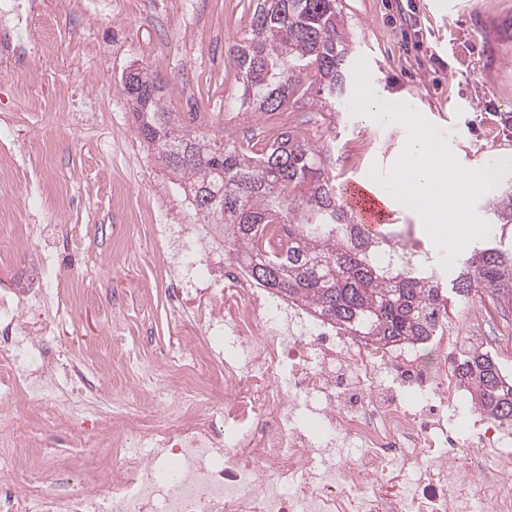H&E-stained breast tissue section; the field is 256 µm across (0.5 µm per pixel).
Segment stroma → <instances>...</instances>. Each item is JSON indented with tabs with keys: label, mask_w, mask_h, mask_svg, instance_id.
Here are the masks:
<instances>
[{
	"label": "stroma",
	"mask_w": 512,
	"mask_h": 512,
	"mask_svg": "<svg viewBox=\"0 0 512 512\" xmlns=\"http://www.w3.org/2000/svg\"><path fill=\"white\" fill-rule=\"evenodd\" d=\"M37 2L40 14L22 15L11 30L0 31V48L25 40L28 57L20 67L32 82L21 99L13 75L0 72V148L24 151L33 160L24 181L1 199L16 207L17 222L29 217L28 179L64 184L78 200L75 209L52 208L38 217L60 237L80 239L85 249L82 259L64 260L83 273L85 300L66 321L49 323L46 345L80 358L95 394L110 398L123 388L128 412L146 420L150 414L136 395L143 379L155 374L158 348L172 336L164 258L146 249L149 225L125 223L115 212L112 184H126L129 210L159 195L173 223L196 218L139 137L124 76L133 69L151 73L160 78L170 111L205 112L214 129L245 134L246 124L225 115L239 92L230 56L249 29L253 8L250 0H194L192 13L176 15L170 0H123L118 8L114 0ZM468 2V10L448 20L433 12L431 0H340V8L354 38L352 56L367 57L374 88L389 101L410 100L442 130L456 158L493 148L512 159V0ZM44 37L54 47L46 56L38 50ZM326 120L309 94L260 124L274 134L302 132L319 144L327 136ZM406 142L402 125L346 109L336 117V146L324 166L340 186L374 168L386 173ZM391 229L398 244L420 246L437 266L440 253L415 212L399 206ZM120 240L121 255L115 251ZM38 272L50 282L56 269L38 270L27 254L0 257V284L24 288ZM121 300L128 326L115 342L107 336V318ZM489 306L496 316L484 325L460 318L455 344L475 339L491 349L500 337L512 336V305L485 294L465 302L471 312ZM128 353L137 360L131 369L124 362ZM40 446L51 454L75 453L79 478L105 481L110 452L97 437L85 435L70 447L62 428L47 418Z\"/></svg>",
	"instance_id": "obj_1"
}]
</instances>
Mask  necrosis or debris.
I'll use <instances>...</instances> for the list:
<instances>
[{
    "label": "necrosis or debris",
    "instance_id": "necrosis-or-debris-1",
    "mask_svg": "<svg viewBox=\"0 0 512 512\" xmlns=\"http://www.w3.org/2000/svg\"><path fill=\"white\" fill-rule=\"evenodd\" d=\"M152 248L172 252L170 304L197 312L201 336L158 355L170 377L140 404L159 414L145 428L127 419L133 447L102 484L55 493L44 473L64 468L33 436L0 452V512H512V427H454L458 394L448 371V329L428 345L395 350L326 331L289 313L224 259V227L188 233L165 207L149 214ZM50 302L41 280L0 289V400L31 416L57 412L71 442L111 438L120 412L99 410L62 376L66 356L34 354L47 325L7 314L9 305L69 316L83 281L67 274ZM224 369V403L162 418L169 398L199 401L198 370ZM314 421L310 434L305 420Z\"/></svg>",
    "mask_w": 512,
    "mask_h": 512
}]
</instances>
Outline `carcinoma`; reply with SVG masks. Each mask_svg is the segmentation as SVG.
Here are the masks:
<instances>
[{"mask_svg":"<svg viewBox=\"0 0 512 512\" xmlns=\"http://www.w3.org/2000/svg\"><path fill=\"white\" fill-rule=\"evenodd\" d=\"M230 59L240 76L233 108L256 122L317 88L329 115L346 104L352 40L339 0H256L250 30ZM138 135L154 151L205 224L224 225L233 257L250 279L300 304L322 321L380 344H426L449 310L482 290L512 303V248L487 239L457 265L450 283L408 266L391 232H369L344 208L323 166L327 145L285 131L273 141L219 134L200 113L195 124L166 107L147 72L133 75ZM493 211L512 223V191ZM270 224L276 242L262 239ZM454 373L488 419L512 424V382L479 344L460 353Z\"/></svg>","mask_w":512,"mask_h":512,"instance_id":"1","label":"carcinoma"}]
</instances>
